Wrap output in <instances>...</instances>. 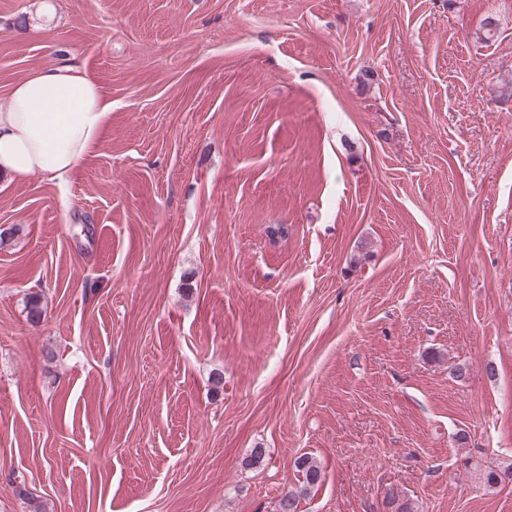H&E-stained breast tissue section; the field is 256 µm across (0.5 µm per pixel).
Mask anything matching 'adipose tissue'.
Listing matches in <instances>:
<instances>
[{
    "label": "adipose tissue",
    "instance_id": "ef3b65f1",
    "mask_svg": "<svg viewBox=\"0 0 512 512\" xmlns=\"http://www.w3.org/2000/svg\"><path fill=\"white\" fill-rule=\"evenodd\" d=\"M112 102L79 64L35 70L0 106V174L62 180L101 138Z\"/></svg>",
    "mask_w": 512,
    "mask_h": 512
}]
</instances>
